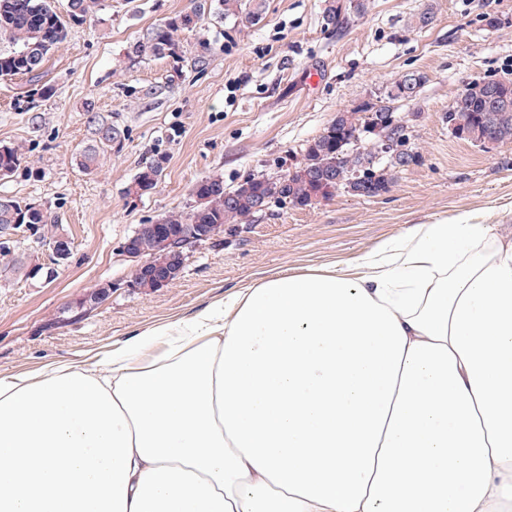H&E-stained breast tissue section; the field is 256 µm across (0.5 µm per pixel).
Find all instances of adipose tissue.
<instances>
[{"label": "adipose tissue", "mask_w": 512, "mask_h": 512, "mask_svg": "<svg viewBox=\"0 0 512 512\" xmlns=\"http://www.w3.org/2000/svg\"><path fill=\"white\" fill-rule=\"evenodd\" d=\"M0 512H512V235L416 224L0 375Z\"/></svg>", "instance_id": "ef3b65f1"}]
</instances>
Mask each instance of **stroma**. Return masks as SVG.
<instances>
[{"mask_svg":"<svg viewBox=\"0 0 512 512\" xmlns=\"http://www.w3.org/2000/svg\"><path fill=\"white\" fill-rule=\"evenodd\" d=\"M364 3L338 30L324 23L326 0H264L255 25L213 9L185 35L181 62L133 65L130 46L193 0H99L45 63L48 93L37 94L22 75L0 78V143L23 154L0 196L46 207L57 220L46 234L72 242L67 260L33 279L5 271L0 257V375L90 357L242 282L348 261L412 224L467 219L512 228V142L475 146L453 137L444 120L466 82L512 80V0ZM426 8L432 23L414 27ZM488 15L499 28L488 29ZM407 71L427 78L417 98L398 107L418 160L389 191L368 198L341 189L306 208L271 205L187 248L180 277L167 287H133L134 264L120 246L140 225L187 207L202 178L220 176L232 187L286 172L337 113ZM93 115L118 138L87 171L79 153L94 138ZM160 156L156 188L128 195L139 170ZM106 284L104 304L62 319V308Z\"/></svg>","mask_w":512,"mask_h":512,"instance_id":"obj_1","label":"stroma"}]
</instances>
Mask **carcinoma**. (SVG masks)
I'll return each instance as SVG.
<instances>
[{"label": "carcinoma", "instance_id": "1", "mask_svg": "<svg viewBox=\"0 0 512 512\" xmlns=\"http://www.w3.org/2000/svg\"><path fill=\"white\" fill-rule=\"evenodd\" d=\"M69 20L54 10L51 0H0V36L9 47L0 49V76L26 75L32 81L41 77L50 51L63 43L69 22H81L97 0H69ZM354 7L341 9L336 0H329L324 12L325 24L342 26L349 10L363 9L362 0H350ZM224 18H241L255 25L262 20L263 0H218ZM204 6L199 4L181 11L155 25L131 46L127 53L130 63L152 58H182V36L201 26ZM427 77L418 72H404L385 86L375 100L349 112H341L324 131L308 141L303 150V173L285 172L275 177L250 176L234 187H224L221 177H206L196 182L191 193L196 196L191 209L175 210L162 217L172 234H178L186 224H208L224 231V225L237 224L260 213L257 205H292L308 207L314 204L321 181L334 188H346L356 181L357 188L394 182L404 164L417 162L418 155L408 148L409 132L397 125L396 104L414 100ZM512 100V81L501 79L472 80L464 84L455 96L445 122L457 139L476 143L484 137L494 142L512 141V105L502 107L499 99ZM389 118L387 140L372 146L357 145V138L376 118ZM98 142L87 145L81 153L80 165L90 171L98 166L101 152L117 139L111 125L90 118ZM22 153L10 145L0 151V166L17 171ZM52 223L42 211L17 200L0 197V225L33 224L35 234ZM142 258L152 259L165 251L153 236L140 240Z\"/></svg>", "mask_w": 512, "mask_h": 512}]
</instances>
